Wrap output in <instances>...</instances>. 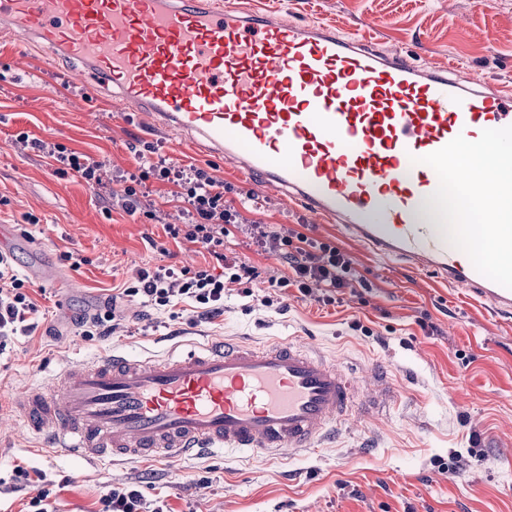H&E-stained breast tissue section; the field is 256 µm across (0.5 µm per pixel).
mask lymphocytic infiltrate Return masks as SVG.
I'll list each match as a JSON object with an SVG mask.
<instances>
[{"label": "lymphocytic infiltrate", "mask_w": 512, "mask_h": 512, "mask_svg": "<svg viewBox=\"0 0 512 512\" xmlns=\"http://www.w3.org/2000/svg\"><path fill=\"white\" fill-rule=\"evenodd\" d=\"M34 146L59 163V175L74 172L90 185H102L107 174L103 162L56 143L38 140ZM152 176L171 183L175 196L189 206V224L166 225L167 236L201 243L222 271L216 274L207 268L193 271L166 266L143 268L125 283L123 296L141 299L144 305L157 310L171 311L185 302L202 315L223 313L225 290L244 287L256 275L253 266L224 253L225 237L232 230L244 227L249 228L257 247L278 254L288 265L287 274L271 277L274 291L293 286L307 296L317 286L321 289L320 302L330 305L335 303L336 293L352 287V261L345 253L296 230L271 231L261 222L244 217L226 202L223 186L214 184L203 169L194 166L177 169L161 161L147 164L135 176L133 184L116 194V202L124 210L136 212L140 207L136 186ZM36 312L37 307L24 281L15 274L10 258L0 255V352L14 338L34 330L32 317ZM99 504V512H165L163 505H149L132 485L105 487Z\"/></svg>", "instance_id": "1"}]
</instances>
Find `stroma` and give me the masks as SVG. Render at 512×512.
<instances>
[{"label": "stroma", "mask_w": 512, "mask_h": 512, "mask_svg": "<svg viewBox=\"0 0 512 512\" xmlns=\"http://www.w3.org/2000/svg\"><path fill=\"white\" fill-rule=\"evenodd\" d=\"M224 6L314 21L339 33L364 35L381 47L437 67L460 65L490 84L512 83V0H222ZM57 143L133 173L139 153L152 161L204 169L224 183L231 206L254 205V219L294 229L347 254L365 285L344 289L332 305L279 291L261 298L268 279L286 273L278 256L243 232L225 238L227 256L258 268L249 292L224 295L223 314L187 311L178 319L125 298V321L108 340L80 336L75 321L103 308L115 286L144 267L207 265L201 244L174 242L168 224L189 220L172 186L149 178L137 191L155 218L110 205L107 189L19 142L20 134ZM36 217L28 225V217ZM30 230L78 291L29 279L31 259L14 253L38 312L35 330L0 355V479L21 466L42 475L56 512H96L104 486L131 483L169 512H512V314L495 313L469 290L403 263H388L320 224L297 204L214 161L201 145L148 114L90 98L71 67L43 46L9 42L0 49V225ZM71 253L63 261L62 253ZM292 338L363 377L384 366L397 406L357 416L325 447L278 455L233 450L177 463L117 460L97 465L40 447L14 421L10 394L38 386L73 363L120 349L163 355L187 341L235 338L256 346Z\"/></svg>", "instance_id": "stroma-1"}]
</instances>
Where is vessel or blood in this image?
Wrapping results in <instances>:
<instances>
[{"mask_svg":"<svg viewBox=\"0 0 512 512\" xmlns=\"http://www.w3.org/2000/svg\"><path fill=\"white\" fill-rule=\"evenodd\" d=\"M0 34L77 62L129 112L207 143L217 159L501 313L512 289L415 221L439 178L422 159L457 136L512 126V84L483 85L323 25L220 0H0ZM353 377L292 339L223 341L159 358L82 361L15 392L49 444L91 463L178 462L203 451L319 447L361 404Z\"/></svg>","mask_w":512,"mask_h":512,"instance_id":"vessel-or-blood-1","label":"vessel or blood"}]
</instances>
